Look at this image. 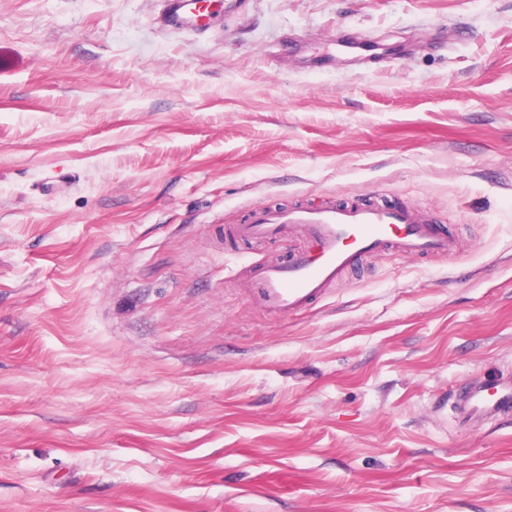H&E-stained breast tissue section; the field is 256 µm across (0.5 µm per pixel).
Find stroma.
I'll list each match as a JSON object with an SVG mask.
<instances>
[{"mask_svg": "<svg viewBox=\"0 0 512 512\" xmlns=\"http://www.w3.org/2000/svg\"><path fill=\"white\" fill-rule=\"evenodd\" d=\"M0 0V512H512V0ZM400 199L462 243L305 312L253 203ZM168 25L177 31L203 34L214 16L224 7L223 0H165ZM453 412L459 423L480 425L512 412V375L458 385Z\"/></svg>", "mask_w": 512, "mask_h": 512, "instance_id": "stroma-1", "label": "stroma"}]
</instances>
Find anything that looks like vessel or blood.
Wrapping results in <instances>:
<instances>
[{
  "instance_id": "vessel-or-blood-1",
  "label": "vessel or blood",
  "mask_w": 512,
  "mask_h": 512,
  "mask_svg": "<svg viewBox=\"0 0 512 512\" xmlns=\"http://www.w3.org/2000/svg\"><path fill=\"white\" fill-rule=\"evenodd\" d=\"M223 6V0H165L169 26L198 35ZM291 228L307 235L310 248L293 251L282 261H255L247 268L248 296L274 316L301 313L363 258L391 250L408 257L451 258L456 253L451 235L401 201L343 204L330 198L319 206L254 205L233 234L243 241L272 240ZM453 412L459 423L474 426L512 413V375L459 384Z\"/></svg>"
}]
</instances>
